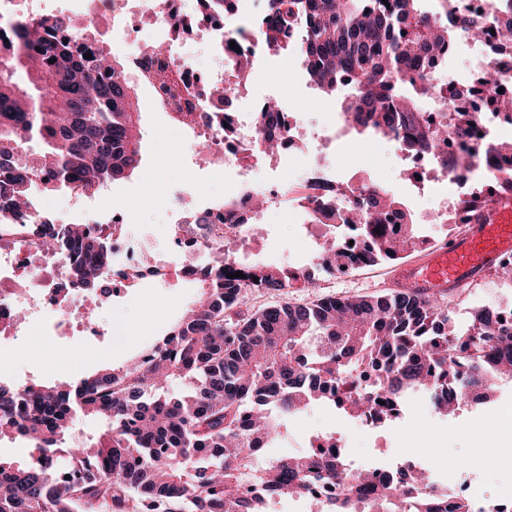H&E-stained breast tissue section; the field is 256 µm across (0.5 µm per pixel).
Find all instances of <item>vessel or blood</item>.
<instances>
[{
    "label": "vessel or blood",
    "mask_w": 512,
    "mask_h": 512,
    "mask_svg": "<svg viewBox=\"0 0 512 512\" xmlns=\"http://www.w3.org/2000/svg\"><path fill=\"white\" fill-rule=\"evenodd\" d=\"M508 256H512V197L491 194L449 242L399 266L393 284L415 295L452 296L465 285L486 280Z\"/></svg>",
    "instance_id": "1"
}]
</instances>
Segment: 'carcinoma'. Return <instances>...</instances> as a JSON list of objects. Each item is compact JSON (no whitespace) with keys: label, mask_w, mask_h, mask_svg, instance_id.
<instances>
[{"label":"carcinoma","mask_w":512,"mask_h":512,"mask_svg":"<svg viewBox=\"0 0 512 512\" xmlns=\"http://www.w3.org/2000/svg\"><path fill=\"white\" fill-rule=\"evenodd\" d=\"M499 25L512 32V0H494ZM22 44L0 52V209L26 211L36 192L85 193L132 175L141 160V112L124 64L107 62L103 48L74 53L57 33L62 18L11 21ZM474 42L485 27L457 12L454 0H267L262 38L275 55L295 53L318 91L339 97L345 129L382 135L405 157L429 156L448 169L441 145L464 141L477 121L512 116V97L470 101L474 89L437 83L425 70L457 33ZM440 101L441 120L424 104ZM497 173L474 179L453 164L456 180L474 186L460 219L480 208L489 192L512 193V144ZM366 241L357 259L371 265L402 258L426 243L406 201L377 183L366 184L358 205L337 214ZM37 244L64 260L67 276L95 288L112 266L105 239L84 224H39ZM331 271L346 264L331 246L316 255ZM203 292L195 307L164 335V351L106 367L67 385L37 390L0 382V438L35 442L39 463L0 458V512H95L97 506L134 512H265L269 497L303 496L318 483L343 492L315 502L316 512H354L366 476L321 450L255 455L281 436L286 417L321 402L353 417L371 396L336 398V384L372 368L375 391L389 406L403 392L426 394L440 414L458 411L475 389L512 379V325L494 309L471 313L457 327L452 301L392 291L370 300L323 297L311 306L270 305L242 314L244 290L280 292L288 271L255 263L244 277H226L224 263L200 270ZM469 350L468 375L459 378L455 352ZM180 380L184 390L169 394ZM101 417L108 427L90 445L66 435L76 416ZM71 460L73 477L56 471V454ZM423 471L397 477L374 492L379 512H471L452 495L415 500Z\"/></svg>","instance_id":"obj_1"}]
</instances>
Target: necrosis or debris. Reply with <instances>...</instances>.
<instances>
[{
  "instance_id": "obj_1",
  "label": "necrosis or debris",
  "mask_w": 512,
  "mask_h": 512,
  "mask_svg": "<svg viewBox=\"0 0 512 512\" xmlns=\"http://www.w3.org/2000/svg\"><path fill=\"white\" fill-rule=\"evenodd\" d=\"M121 6L127 17L122 39L127 44L126 68L136 73L147 87L156 111L174 116L191 111L195 124L186 127L188 142L209 139L215 152L223 155L224 164L238 167L239 180L227 198L202 195L173 196L170 203L175 225L168 231L133 232L125 220L103 212L88 221L91 234L105 238L112 250V266L106 274L113 283V293H121L143 285L168 280L171 276H190L199 268L225 255L227 261L245 256L251 243V225L261 223L263 214L250 204L252 196L265 195L268 204L283 212L300 214L304 223L316 224L325 213H336L355 205L360 198L357 182L338 183L334 153L327 144L335 142V128H322L318 144L310 155L299 189L283 191L261 186L254 174L256 166L266 162L261 145L264 129V100H249L246 108L226 113L213 101L214 87L235 79L243 67L263 59L260 51L243 56L228 46L231 37L257 46L261 40L257 23L261 17L255 0L246 4L245 23H224L218 14L200 7L185 13L180 0H94L96 13L107 15ZM151 17L152 35H145L141 20ZM168 43L169 52L163 69L147 71L146 62L155 41ZM208 46L220 65L208 70L200 67L190 45ZM512 127V120L497 118L494 124L476 126L477 134L465 142L445 147L450 156L468 162L474 174L492 172V160L486 143L493 132ZM249 152L252 162L237 166L240 153ZM42 221L39 210L24 217L0 210V337L15 336L19 326L12 319L15 310L41 313L51 335L95 330L87 321V307L81 291L64 275L60 257L43 252L36 244L35 231Z\"/></svg>"
}]
</instances>
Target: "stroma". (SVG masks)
<instances>
[{"label": "stroma", "mask_w": 512, "mask_h": 512, "mask_svg": "<svg viewBox=\"0 0 512 512\" xmlns=\"http://www.w3.org/2000/svg\"><path fill=\"white\" fill-rule=\"evenodd\" d=\"M54 15L68 19L71 25L86 29L98 42L123 56L124 44L115 37L116 20L98 18L82 10L78 0H47ZM246 94H275L285 109L296 112L301 121L316 120L320 125L336 123L333 100L306 88L301 78L300 59L296 55H276L253 74ZM144 139L142 159L127 179L96 192L92 204L125 212L129 223L165 228L172 222L168 212L169 197L184 190L221 196L233 188L231 176L204 168L195 151L168 118L158 112H143ZM339 180L370 173L379 183L395 193L407 194L410 205L423 223L426 236L438 246L453 235L449 225L431 224L429 213L437 206L441 184H432L419 193L408 192L401 178V160L397 151L384 142L348 133L336 146ZM264 236L255 245L260 261L274 260L285 265L292 261L309 263L316 242L302 231L299 220L282 221L278 210H269L263 224ZM393 265L380 263L363 267L347 275L315 271L316 286L310 290L287 288L273 296L263 291L247 290L245 311L255 313L274 303H307L324 296L353 298L391 291ZM199 296L197 285L171 279L148 284L128 294L113 298L100 308L96 317L104 334L88 338L74 332L67 336L50 335L37 321L25 320L20 336L0 343V380L17 381L24 374L39 375L50 385L60 378L74 380L112 366L121 367L159 341L168 327L194 305ZM455 317L464 323L477 306L512 307V278L492 274L483 283L457 292ZM481 404H471L461 417L448 420L436 415L425 395H418L401 429H384L367 434L350 421L335 423L331 409L315 404L299 416L290 418L282 438L262 449V457L295 455L305 451L314 432H336L351 457L365 461H390L403 456L406 447H414L425 468L440 483L455 480L449 472V458L476 454V442L464 426L472 420L489 418Z\"/></svg>", "instance_id": "stroma-1"}]
</instances>
